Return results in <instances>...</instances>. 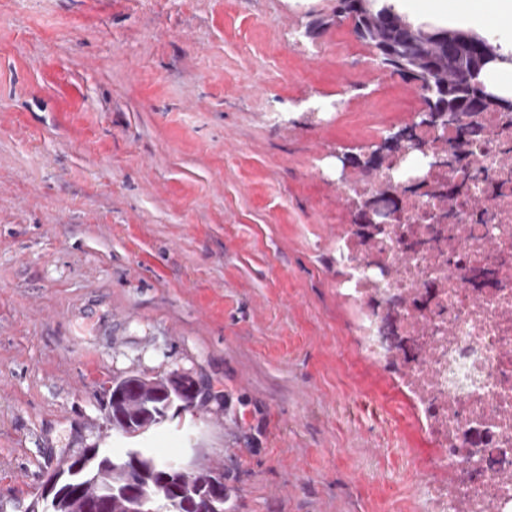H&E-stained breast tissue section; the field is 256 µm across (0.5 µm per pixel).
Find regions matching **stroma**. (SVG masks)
Returning a JSON list of instances; mask_svg holds the SVG:
<instances>
[{"mask_svg":"<svg viewBox=\"0 0 512 512\" xmlns=\"http://www.w3.org/2000/svg\"><path fill=\"white\" fill-rule=\"evenodd\" d=\"M423 108L336 0H0V512L126 448L103 385L178 369L197 426L143 442L231 512H420L425 442L332 257L343 158ZM213 488L207 495L204 496L203 502L206 509H202L200 512H224V503L227 499H224L226 493V487L224 485V473L221 471L213 470ZM223 486V492H222Z\"/></svg>","mask_w":512,"mask_h":512,"instance_id":"35a3bbf8","label":"stroma"}]
</instances>
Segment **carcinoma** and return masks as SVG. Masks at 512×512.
I'll return each mask as SVG.
<instances>
[{
  "label": "carcinoma",
  "instance_id": "cac0c4a2",
  "mask_svg": "<svg viewBox=\"0 0 512 512\" xmlns=\"http://www.w3.org/2000/svg\"><path fill=\"white\" fill-rule=\"evenodd\" d=\"M336 15L356 16L359 24L354 27L355 34L379 51L386 66L419 87L432 90L424 97L432 98L435 104L466 116L475 98L486 94L480 74L489 59H507L499 40L493 36L415 24L395 12L386 0H338ZM500 104V100L487 98L471 120L474 134L487 133V127L478 117L497 111ZM113 385L122 389V396L112 402V418L136 432L134 439L160 425L147 410V404L159 400L164 392V384L157 378L130 375L114 381ZM138 464L145 471L146 479L138 494L127 497L121 492L128 481L125 453L112 456L110 461L92 463L82 482L83 499H93L111 487L117 493L112 495L108 512H173L169 493L164 488L175 487L179 491L177 498L190 503L210 481L206 469L188 470L169 483L164 481L166 461L156 458L147 448L139 449Z\"/></svg>",
  "mask_w": 512,
  "mask_h": 512
}]
</instances>
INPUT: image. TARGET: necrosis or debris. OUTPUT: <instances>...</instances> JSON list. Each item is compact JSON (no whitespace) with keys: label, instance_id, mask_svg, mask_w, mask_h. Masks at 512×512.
Masks as SVG:
<instances>
[{"label":"necrosis or debris","instance_id":"4bbe7bcc","mask_svg":"<svg viewBox=\"0 0 512 512\" xmlns=\"http://www.w3.org/2000/svg\"><path fill=\"white\" fill-rule=\"evenodd\" d=\"M492 123L484 137L419 128L449 165L405 149L340 187L351 205L396 186L383 232L344 225L334 260L362 354L410 394L431 445L427 512H512V113ZM451 207L456 219L436 223Z\"/></svg>","mask_w":512,"mask_h":512}]
</instances>
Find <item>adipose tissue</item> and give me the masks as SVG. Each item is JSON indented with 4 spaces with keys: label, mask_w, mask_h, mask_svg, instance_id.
Masks as SVG:
<instances>
[{
    "label": "adipose tissue",
    "mask_w": 512,
    "mask_h": 512,
    "mask_svg": "<svg viewBox=\"0 0 512 512\" xmlns=\"http://www.w3.org/2000/svg\"><path fill=\"white\" fill-rule=\"evenodd\" d=\"M396 6L416 16L457 20L506 34L512 32V0H394Z\"/></svg>",
    "instance_id": "1"
}]
</instances>
